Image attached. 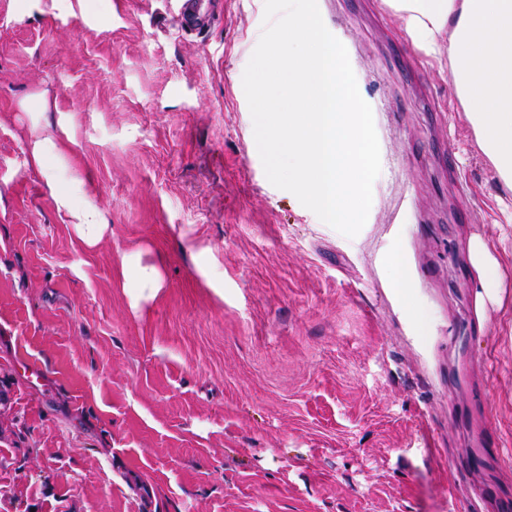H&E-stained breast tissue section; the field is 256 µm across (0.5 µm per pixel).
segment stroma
<instances>
[{"instance_id":"1","label":"stroma","mask_w":512,"mask_h":512,"mask_svg":"<svg viewBox=\"0 0 512 512\" xmlns=\"http://www.w3.org/2000/svg\"><path fill=\"white\" fill-rule=\"evenodd\" d=\"M183 2L0 0V512L512 502V190L450 71L384 0H318L380 146L349 238L265 175L242 84L264 0L193 30ZM43 138L112 227L95 247L27 163ZM471 255L479 270L481 287L487 295H490L491 289L495 288L498 283L499 266L496 261L491 259L487 246L480 240L473 242Z\"/></svg>"}]
</instances>
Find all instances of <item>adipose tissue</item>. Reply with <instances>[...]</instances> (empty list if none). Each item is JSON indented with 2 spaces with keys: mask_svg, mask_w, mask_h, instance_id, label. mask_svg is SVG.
Wrapping results in <instances>:
<instances>
[{
  "mask_svg": "<svg viewBox=\"0 0 512 512\" xmlns=\"http://www.w3.org/2000/svg\"><path fill=\"white\" fill-rule=\"evenodd\" d=\"M420 46L437 49L448 39V63L458 97L477 142L500 179L512 190V0H385ZM57 145L35 140L28 163L44 173L58 211L76 237L96 246L110 226L88 192L62 187L49 160Z\"/></svg>",
  "mask_w": 512,
  "mask_h": 512,
  "instance_id": "1",
  "label": "adipose tissue"
}]
</instances>
